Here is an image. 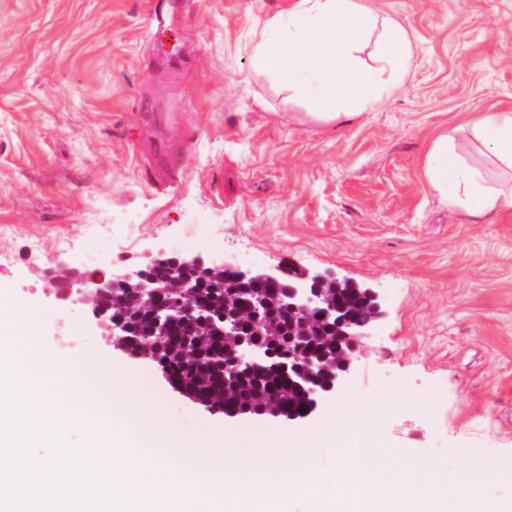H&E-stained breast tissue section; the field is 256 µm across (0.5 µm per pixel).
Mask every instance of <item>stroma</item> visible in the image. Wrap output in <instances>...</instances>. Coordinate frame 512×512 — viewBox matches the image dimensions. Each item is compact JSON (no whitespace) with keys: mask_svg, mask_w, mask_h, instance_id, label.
<instances>
[{"mask_svg":"<svg viewBox=\"0 0 512 512\" xmlns=\"http://www.w3.org/2000/svg\"><path fill=\"white\" fill-rule=\"evenodd\" d=\"M177 2L159 30L149 0H0V294L32 312L44 351L65 356L84 409L124 410L90 374L105 358L143 372L140 421L159 434L177 421L253 446L333 410L344 426L358 407L374 413L391 461L478 462L495 484L512 463V213L487 224L449 207L424 164L444 132L490 184L512 181L467 124L512 111V0H366L406 27L415 53L383 105L336 120L254 63L258 20L289 0ZM177 95L180 120H159ZM159 132L175 167L161 190L140 176ZM189 234L210 260L246 249L253 270L330 272L375 290L382 314L335 398L288 424L209 413L35 274L80 265L104 238L106 269L132 268Z\"/></svg>","mask_w":512,"mask_h":512,"instance_id":"35a3bbf8","label":"stroma"}]
</instances>
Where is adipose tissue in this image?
Returning <instances> with one entry per match:
<instances>
[{"label": "adipose tissue", "instance_id": "ef3b65f1", "mask_svg": "<svg viewBox=\"0 0 512 512\" xmlns=\"http://www.w3.org/2000/svg\"><path fill=\"white\" fill-rule=\"evenodd\" d=\"M260 26L263 35L253 48L257 65L287 77L298 91L320 86L319 103L331 119L343 110L359 114L379 107L414 49L403 25L379 19L361 0H293ZM369 43L375 52L367 64L360 55ZM469 125L483 150L512 168V113L474 112ZM425 177L449 206L469 205L488 222L512 210V185L492 188L468 173L447 135L434 139Z\"/></svg>", "mask_w": 512, "mask_h": 512}]
</instances>
